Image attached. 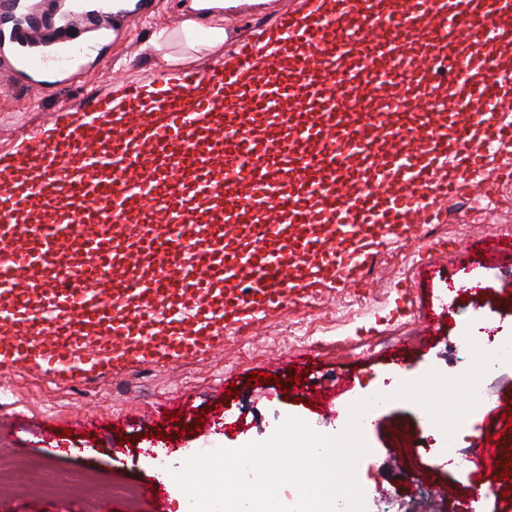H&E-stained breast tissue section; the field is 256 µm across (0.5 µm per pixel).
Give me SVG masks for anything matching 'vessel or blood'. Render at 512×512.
<instances>
[{
    "label": "vessel or blood",
    "instance_id": "obj_1",
    "mask_svg": "<svg viewBox=\"0 0 512 512\" xmlns=\"http://www.w3.org/2000/svg\"><path fill=\"white\" fill-rule=\"evenodd\" d=\"M152 6L0 0V68L30 81L52 48L88 50ZM505 18L500 0H304L224 63L125 84L53 119L34 150L1 155L0 381L216 358L227 326L314 279L364 285L374 247L429 222L431 193L451 195L456 172L486 194L483 158L512 143ZM369 85L390 103L370 104ZM208 199L213 223L192 224ZM75 250L83 265L61 274ZM300 393L344 412L320 377Z\"/></svg>",
    "mask_w": 512,
    "mask_h": 512
}]
</instances>
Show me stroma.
Returning a JSON list of instances; mask_svg holds the SVG:
<instances>
[{
    "label": "stroma",
    "instance_id": "1",
    "mask_svg": "<svg viewBox=\"0 0 512 512\" xmlns=\"http://www.w3.org/2000/svg\"><path fill=\"white\" fill-rule=\"evenodd\" d=\"M299 0H243L233 18L236 35L249 38L268 32L281 10L295 9ZM197 29L208 28L203 16L194 15L190 0H159L155 14L144 16L138 26L114 41L100 42L86 59L95 71L94 83L57 86L45 94L16 87L0 94V153L15 152L21 139L37 136L60 106L79 105L99 94L119 95L126 82L146 84L170 76L176 68L204 67L225 61L232 42L209 48H192L177 37L187 20ZM172 37L164 51L151 45L155 32ZM175 58L165 64L163 55ZM468 200L455 201L450 213L446 242L430 247L433 225L387 241L369 267L368 285L351 288H319L313 294L292 295L286 306L271 313L244 332L225 329L224 356H202L166 366H141L118 373L104 384H61L34 372L13 375L0 391V445L14 450L21 471L41 470L58 482L71 485L66 501L76 512H85L80 488L84 479L99 486L134 485L135 501L119 496L103 499L100 512H150L159 491L158 457H166L177 469L200 450L233 448L241 440L261 442L288 416L306 420L316 431L339 434L345 421L295 401L292 393L276 382L252 385L253 372L276 373L278 380L294 371L311 370L334 384L337 377L352 380L349 391L339 394L338 404L351 405L363 392L398 389L402 381H414L430 370L458 376L462 338L469 326L465 311L450 315L434 329H425L421 315L430 300L448 296V277L475 279L486 286L489 302L504 315L503 331L512 334V260L495 259L477 240L512 243V213L486 210L479 220L458 223L471 209ZM493 398L475 415L469 432L447 439L438 434V448H482L491 433H498L502 447H512V431L505 430L504 414L512 412V368L488 381ZM180 396L194 411H207L212 424L207 433L179 434L163 420L162 400ZM418 405L403 399L389 400L377 425L365 434L368 452L356 468L364 493L366 512H386L395 501L400 512H457V503L469 501L471 512H512V496L501 491L482 494L468 469H449L420 460L410 467L399 426L419 414ZM65 427L70 436L60 444L45 442L48 428ZM123 454H115V447ZM428 493L416 492V484ZM453 485L451 497L437 494L438 485ZM385 485L388 496L377 493Z\"/></svg>",
    "mask_w": 512,
    "mask_h": 512
}]
</instances>
